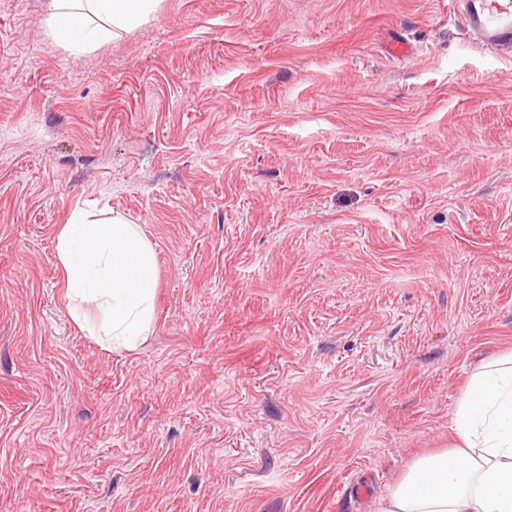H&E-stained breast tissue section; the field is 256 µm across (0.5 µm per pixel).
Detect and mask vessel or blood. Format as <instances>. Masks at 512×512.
Segmentation results:
<instances>
[{
	"label": "vessel or blood",
	"instance_id": "b4317fda",
	"mask_svg": "<svg viewBox=\"0 0 512 512\" xmlns=\"http://www.w3.org/2000/svg\"><path fill=\"white\" fill-rule=\"evenodd\" d=\"M450 7L473 46L512 60V0H450Z\"/></svg>",
	"mask_w": 512,
	"mask_h": 512
}]
</instances>
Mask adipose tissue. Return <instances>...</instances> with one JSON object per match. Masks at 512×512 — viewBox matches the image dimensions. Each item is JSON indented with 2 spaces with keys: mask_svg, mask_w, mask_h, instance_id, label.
I'll return each mask as SVG.
<instances>
[{
  "mask_svg": "<svg viewBox=\"0 0 512 512\" xmlns=\"http://www.w3.org/2000/svg\"><path fill=\"white\" fill-rule=\"evenodd\" d=\"M159 0H47L48 34L86 52L148 21ZM70 312L84 302L103 318L98 335L130 349L149 327L158 267L151 244L121 216L73 209L56 237ZM452 450L417 458L378 512H512V353L481 366L456 409Z\"/></svg>",
  "mask_w": 512,
  "mask_h": 512,
  "instance_id": "adipose-tissue-1",
  "label": "adipose tissue"
}]
</instances>
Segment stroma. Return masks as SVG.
I'll list each match as a JSON object with an SVG mask.
<instances>
[{"label": "stroma", "mask_w": 512, "mask_h": 512, "mask_svg": "<svg viewBox=\"0 0 512 512\" xmlns=\"http://www.w3.org/2000/svg\"><path fill=\"white\" fill-rule=\"evenodd\" d=\"M44 18L0 0V512H377L512 351V60L448 0ZM79 205L155 251L134 349L67 307ZM160 0H47L48 34L86 52L148 21Z\"/></svg>", "instance_id": "1"}]
</instances>
